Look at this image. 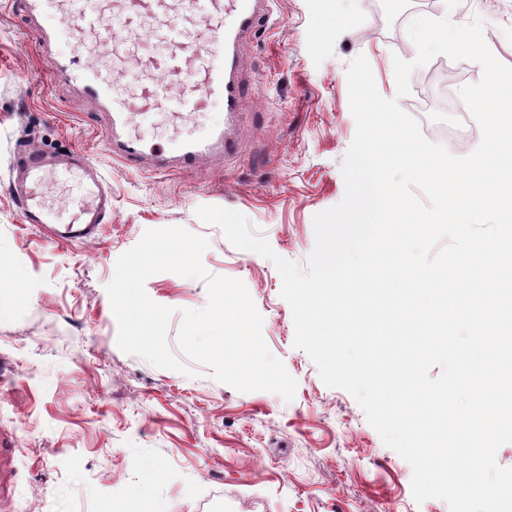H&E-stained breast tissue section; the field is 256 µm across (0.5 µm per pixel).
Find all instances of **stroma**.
Wrapping results in <instances>:
<instances>
[{"instance_id":"stroma-1","label":"stroma","mask_w":512,"mask_h":512,"mask_svg":"<svg viewBox=\"0 0 512 512\" xmlns=\"http://www.w3.org/2000/svg\"><path fill=\"white\" fill-rule=\"evenodd\" d=\"M271 12L277 27L238 46V152L157 175L112 159L106 114L50 83L27 19L0 0V512H449L437 498L415 501L409 463L295 348L274 264L196 211H238L278 255L304 263L315 215L345 193L349 63L365 56L379 93L407 114L427 107L433 120L419 129L432 139L449 119L448 76L463 86L482 69L439 55L397 97L393 60L417 55L409 21L481 17L490 50L512 67V0H273ZM31 149H80L100 168L112 214L93 238L58 245L24 222L10 169ZM173 226L207 240L210 274L245 284L267 348L297 381L293 401L119 349L106 292L116 261L146 230ZM145 288L173 308L166 340L178 351L183 310L207 304L204 281L164 272Z\"/></svg>"}]
</instances>
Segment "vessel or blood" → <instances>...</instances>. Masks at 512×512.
<instances>
[{
    "label": "vessel or blood",
    "mask_w": 512,
    "mask_h": 512,
    "mask_svg": "<svg viewBox=\"0 0 512 512\" xmlns=\"http://www.w3.org/2000/svg\"><path fill=\"white\" fill-rule=\"evenodd\" d=\"M23 12L40 20L35 44L51 80L76 88L93 106L107 113L105 145L113 158L133 170L159 173L196 167L207 155H228L237 148L236 134L215 126L195 139L172 137L166 145L146 143L138 116L165 112L183 120L211 104L234 115L243 96L235 73V46L260 23L270 22L269 0H19ZM156 20L154 38L167 52L162 77L139 66H115L106 73L81 57L56 53L55 45L79 42L91 50L114 54L131 41L133 17ZM71 172L84 186V199L73 214L49 209L42 197L48 175ZM26 223L46 228L59 244L94 236L112 213L109 185L89 157L74 150L47 155L28 151L14 182Z\"/></svg>",
    "instance_id": "obj_1"
}]
</instances>
